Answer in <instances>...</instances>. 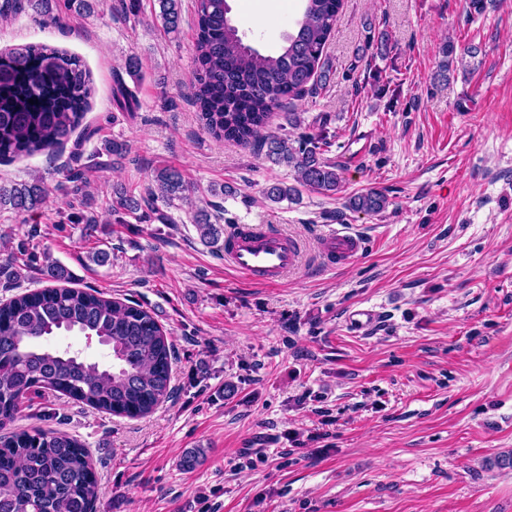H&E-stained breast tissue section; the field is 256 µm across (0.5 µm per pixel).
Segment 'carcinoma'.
Here are the masks:
<instances>
[{"mask_svg": "<svg viewBox=\"0 0 512 512\" xmlns=\"http://www.w3.org/2000/svg\"><path fill=\"white\" fill-rule=\"evenodd\" d=\"M296 26L285 33L274 54H264L244 41L231 16L228 0H196L195 105L205 130L216 140L233 141L264 153L274 165L294 169L296 181L324 195L341 189L342 170L324 158L329 145L324 131L296 137L266 133L272 117L286 101L317 92L326 80L323 55L344 0H302ZM163 28L177 33L181 0H158ZM51 11L50 0H0V17L25 8ZM437 76L446 79L455 47H439ZM90 94L89 73L82 61L47 45L29 46L0 56V160L45 151L52 155L74 133ZM35 103H29V100ZM112 107L133 113L139 108L135 90L117 79ZM127 144L106 140L92 157L123 156ZM67 171L56 188L79 207L67 220L86 224L89 197L87 171ZM188 184L172 166L154 170L139 196L116 192L112 213L135 215L148 209L166 224L167 209L188 199ZM273 203L299 198L296 186L275 183L264 190ZM43 178L0 184V209L24 214L47 200ZM388 206L375 190L353 196L348 208L376 214ZM194 214L201 242L215 247L224 239V206ZM51 282L45 288L16 294L0 302V512H92L98 481L91 454L76 436L54 430L12 431L9 425L30 394L59 392L114 416L144 417L171 397L173 346L155 317L137 302L107 298L96 290L71 288L65 266L42 253L40 268ZM75 332L94 339L106 361H92L69 347L49 346L50 336Z\"/></svg>", "mask_w": 512, "mask_h": 512, "instance_id": "1", "label": "carcinoma"}]
</instances>
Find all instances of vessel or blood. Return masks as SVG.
I'll return each instance as SVG.
<instances>
[{"mask_svg": "<svg viewBox=\"0 0 512 512\" xmlns=\"http://www.w3.org/2000/svg\"><path fill=\"white\" fill-rule=\"evenodd\" d=\"M363 249V239L345 226L329 230L323 237L324 256L336 265L350 262ZM224 260L241 276L273 285L298 266L300 246L271 228L240 224L224 238Z\"/></svg>", "mask_w": 512, "mask_h": 512, "instance_id": "obj_1", "label": "vessel or blood"}]
</instances>
